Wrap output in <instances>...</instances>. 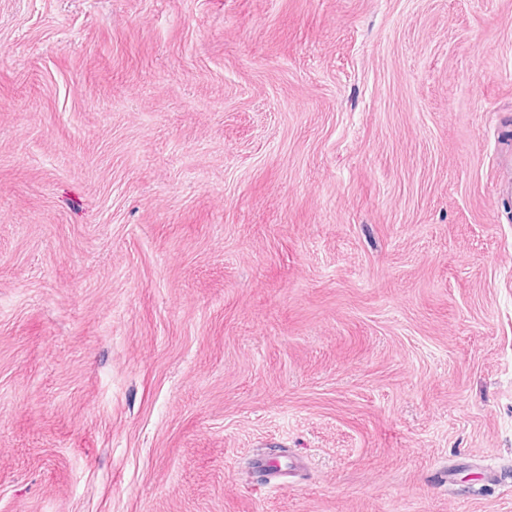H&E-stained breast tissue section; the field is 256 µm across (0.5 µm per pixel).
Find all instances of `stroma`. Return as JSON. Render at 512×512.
<instances>
[{"label": "stroma", "mask_w": 512, "mask_h": 512, "mask_svg": "<svg viewBox=\"0 0 512 512\" xmlns=\"http://www.w3.org/2000/svg\"><path fill=\"white\" fill-rule=\"evenodd\" d=\"M511 150L512 0H0V512H512Z\"/></svg>", "instance_id": "1"}]
</instances>
